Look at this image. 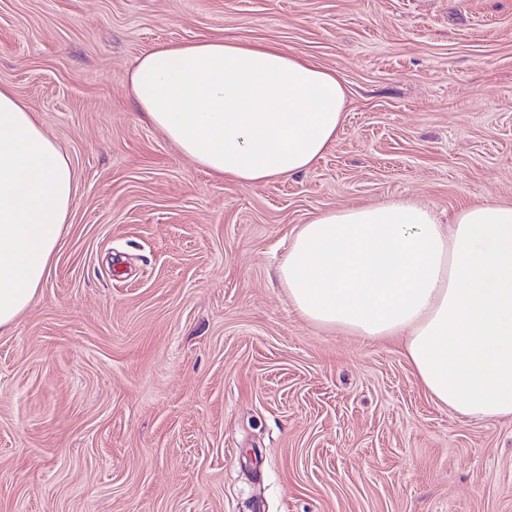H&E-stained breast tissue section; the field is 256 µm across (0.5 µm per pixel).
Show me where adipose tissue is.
<instances>
[{
    "label": "adipose tissue",
    "instance_id": "1",
    "mask_svg": "<svg viewBox=\"0 0 512 512\" xmlns=\"http://www.w3.org/2000/svg\"><path fill=\"white\" fill-rule=\"evenodd\" d=\"M127 82L184 155L244 183L308 170L345 120L340 78L275 45L156 48ZM74 197L68 155L0 87V329L46 279ZM279 278L316 326L402 339L436 404L512 419V204L470 205L448 224L407 200L323 211L292 238Z\"/></svg>",
    "mask_w": 512,
    "mask_h": 512
}]
</instances>
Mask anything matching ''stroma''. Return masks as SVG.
<instances>
[{
	"mask_svg": "<svg viewBox=\"0 0 512 512\" xmlns=\"http://www.w3.org/2000/svg\"><path fill=\"white\" fill-rule=\"evenodd\" d=\"M205 38L343 80L309 170L218 178L143 119L137 58ZM0 86L77 186L0 331V512H512V421L437 405L400 339L315 326L276 277L322 211L512 203V0H0Z\"/></svg>",
	"mask_w": 512,
	"mask_h": 512,
	"instance_id": "stroma-1",
	"label": "stroma"
}]
</instances>
